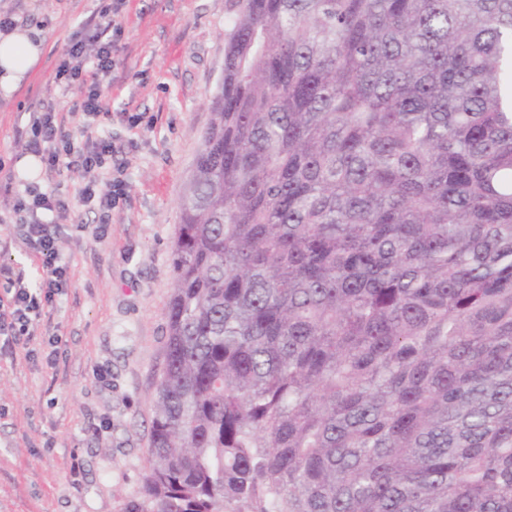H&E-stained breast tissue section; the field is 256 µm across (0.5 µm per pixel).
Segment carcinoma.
<instances>
[{
    "label": "carcinoma",
    "mask_w": 512,
    "mask_h": 512,
    "mask_svg": "<svg viewBox=\"0 0 512 512\" xmlns=\"http://www.w3.org/2000/svg\"><path fill=\"white\" fill-rule=\"evenodd\" d=\"M130 512H512V0H225Z\"/></svg>",
    "instance_id": "obj_1"
}]
</instances>
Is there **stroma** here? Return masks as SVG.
<instances>
[{
	"label": "stroma",
	"mask_w": 512,
	"mask_h": 512,
	"mask_svg": "<svg viewBox=\"0 0 512 512\" xmlns=\"http://www.w3.org/2000/svg\"><path fill=\"white\" fill-rule=\"evenodd\" d=\"M225 0H125L112 113L85 129L54 76L72 36L94 27L101 0H0V15L45 43L36 74L0 99V297L7 275L40 277L17 226L27 183L69 209L59 244L69 288L44 306L31 340L0 355V512H130L149 467L152 400L165 357L180 203L224 75ZM56 109L63 131L112 139L126 191L103 239L90 228L84 173L19 172L33 154L32 113Z\"/></svg>",
	"instance_id": "1"
}]
</instances>
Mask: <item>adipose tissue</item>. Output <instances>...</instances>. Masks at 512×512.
I'll return each instance as SVG.
<instances>
[{
  "mask_svg": "<svg viewBox=\"0 0 512 512\" xmlns=\"http://www.w3.org/2000/svg\"><path fill=\"white\" fill-rule=\"evenodd\" d=\"M44 53V43L32 30L16 27L0 33V96L11 97Z\"/></svg>",
  "mask_w": 512,
  "mask_h": 512,
  "instance_id": "adipose-tissue-1",
  "label": "adipose tissue"
}]
</instances>
